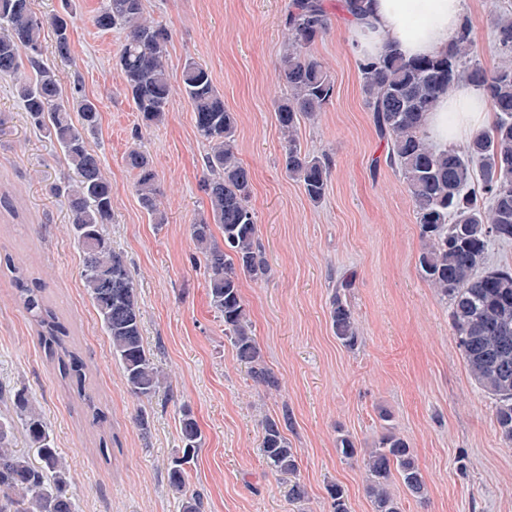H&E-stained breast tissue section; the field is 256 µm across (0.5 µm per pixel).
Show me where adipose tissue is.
I'll use <instances>...</instances> for the list:
<instances>
[{
	"label": "adipose tissue",
	"instance_id": "adipose-tissue-1",
	"mask_svg": "<svg viewBox=\"0 0 512 512\" xmlns=\"http://www.w3.org/2000/svg\"><path fill=\"white\" fill-rule=\"evenodd\" d=\"M364 20L353 22L354 51L373 58L388 46L406 57L445 50L461 24L463 0H367ZM492 109L478 89L458 86L445 93L426 119L433 143L450 147L479 129L492 125Z\"/></svg>",
	"mask_w": 512,
	"mask_h": 512
}]
</instances>
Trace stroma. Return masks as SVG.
I'll use <instances>...</instances> for the list:
<instances>
[{"label": "stroma", "instance_id": "stroma-1", "mask_svg": "<svg viewBox=\"0 0 512 512\" xmlns=\"http://www.w3.org/2000/svg\"><path fill=\"white\" fill-rule=\"evenodd\" d=\"M289 0H143L165 26L174 93L164 122L145 126L124 91L115 56L123 39L94 16L105 0H31L42 18L69 24L71 58L54 53L42 30L43 62L56 68L63 98L96 100L99 126L89 142L114 187L105 232L136 283L148 349L169 378L151 399L127 390L119 361L83 285L81 251L69 233L63 197L51 184L68 168L59 146L27 122L13 82L0 78V253L12 256L68 326V343L86 365V390L105 412L92 426L76 391L46 352L7 269H0V389L25 388L69 467L76 512H180L168 482L181 448L179 417L190 407L202 445L186 464L189 491L204 512H331L326 488L341 485L351 512H374L362 462L343 461L338 432L370 448L385 428L414 449L426 499L392 491L403 512H512V445L495 427L493 400L471 379L453 339L448 303L418 273L420 226L401 173L385 166L361 92L350 23L340 0H325L329 32L312 51L335 80L324 112L302 120V151L332 163L324 200L313 204L283 167L285 140L275 99L283 87L281 19ZM512 0H465L471 62L494 71L504 61L493 20ZM206 65L237 120L238 158L252 176L250 205L269 266L261 281L241 280L254 336L280 387L254 384L210 305L202 256L190 226L209 210L201 188L208 145L182 94L187 60ZM157 174L164 223L139 202L132 149ZM353 279L359 326L355 349L332 332L330 297ZM390 423H383L381 412ZM289 415L294 478L272 473L259 451L265 417ZM147 427H139L138 417ZM307 497L288 499L289 481Z\"/></svg>", "mask_w": 512, "mask_h": 512}]
</instances>
